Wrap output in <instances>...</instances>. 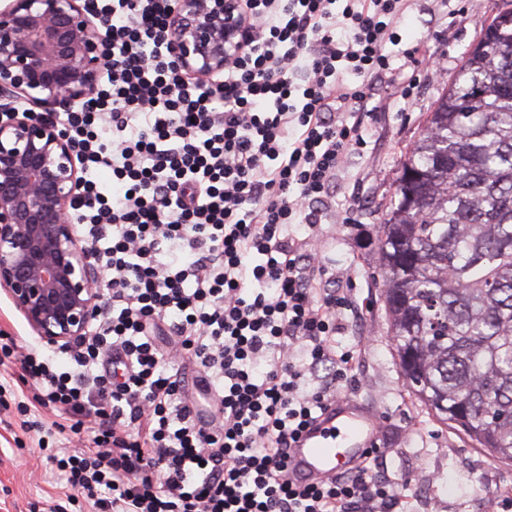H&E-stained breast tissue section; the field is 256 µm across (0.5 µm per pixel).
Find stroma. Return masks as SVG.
Returning <instances> with one entry per match:
<instances>
[{
    "instance_id": "obj_1",
    "label": "stroma",
    "mask_w": 512,
    "mask_h": 512,
    "mask_svg": "<svg viewBox=\"0 0 512 512\" xmlns=\"http://www.w3.org/2000/svg\"><path fill=\"white\" fill-rule=\"evenodd\" d=\"M503 0H413L401 28L404 42L426 39L430 51L448 55L456 74L466 53L480 40L486 22ZM415 105L379 113L366 133L367 146L334 180V192L320 205L315 232L322 260L353 289L355 309L344 316L338 349L362 347L350 393L383 421V470L409 503L411 512H493L492 492L512 493V461L475 447L460 430L438 420L404 382L390 335L378 272L379 225L394 191L407 148L426 112L445 89L422 65L409 66ZM350 208L351 221L337 216ZM94 512L47 462L34 434L24 432L14 410L0 409V512Z\"/></svg>"
}]
</instances>
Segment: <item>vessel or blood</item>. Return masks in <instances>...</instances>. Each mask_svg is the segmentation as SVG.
<instances>
[{
    "mask_svg": "<svg viewBox=\"0 0 512 512\" xmlns=\"http://www.w3.org/2000/svg\"><path fill=\"white\" fill-rule=\"evenodd\" d=\"M380 438L373 409L352 397L332 400L290 448L288 473L304 483H322L364 459Z\"/></svg>",
    "mask_w": 512,
    "mask_h": 512,
    "instance_id": "1",
    "label": "vessel or blood"
}]
</instances>
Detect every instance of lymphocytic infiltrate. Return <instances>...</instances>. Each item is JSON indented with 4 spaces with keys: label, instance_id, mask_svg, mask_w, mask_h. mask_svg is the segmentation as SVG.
Instances as JSON below:
<instances>
[{
    "label": "lymphocytic infiltrate",
    "instance_id": "obj_1",
    "mask_svg": "<svg viewBox=\"0 0 512 512\" xmlns=\"http://www.w3.org/2000/svg\"><path fill=\"white\" fill-rule=\"evenodd\" d=\"M410 2L243 0L250 41L209 83L170 52L173 0H90L112 74L58 118L83 152L77 226L105 309L65 360L0 336V365L20 360L52 428L84 441L55 466L95 512H407L371 461L319 485L286 469L361 355L337 351L353 300L297 229L320 223L365 119L412 108L409 88L379 97L394 58L447 68L402 47Z\"/></svg>",
    "mask_w": 512,
    "mask_h": 512
}]
</instances>
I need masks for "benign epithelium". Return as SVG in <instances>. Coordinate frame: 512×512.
Segmentation results:
<instances>
[{
  "label": "benign epithelium",
  "mask_w": 512,
  "mask_h": 512,
  "mask_svg": "<svg viewBox=\"0 0 512 512\" xmlns=\"http://www.w3.org/2000/svg\"><path fill=\"white\" fill-rule=\"evenodd\" d=\"M241 0H176L171 51L191 78L214 82L247 35ZM107 22L87 0H0V293L45 345L89 336L105 275L74 224L83 182L55 121L112 66Z\"/></svg>",
  "instance_id": "7a95c632"
}]
</instances>
